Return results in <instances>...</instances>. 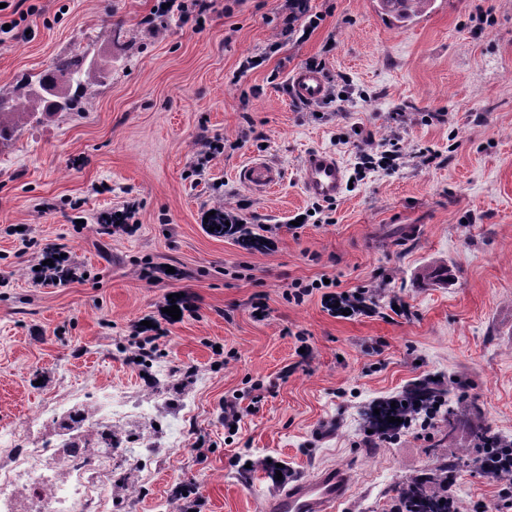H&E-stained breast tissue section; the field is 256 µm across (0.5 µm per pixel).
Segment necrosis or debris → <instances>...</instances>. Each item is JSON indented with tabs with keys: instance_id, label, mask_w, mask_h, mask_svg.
Instances as JSON below:
<instances>
[{
	"instance_id": "4bbe7bcc",
	"label": "necrosis or debris",
	"mask_w": 512,
	"mask_h": 512,
	"mask_svg": "<svg viewBox=\"0 0 512 512\" xmlns=\"http://www.w3.org/2000/svg\"><path fill=\"white\" fill-rule=\"evenodd\" d=\"M130 411L122 396L104 392L93 411L49 405L0 431V512H100L117 481L114 434Z\"/></svg>"
}]
</instances>
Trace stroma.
Masks as SVG:
<instances>
[{"mask_svg":"<svg viewBox=\"0 0 512 512\" xmlns=\"http://www.w3.org/2000/svg\"><path fill=\"white\" fill-rule=\"evenodd\" d=\"M36 3L28 32L0 44V96L77 54L111 68L84 111L31 122L0 149V429L46 404L90 407L100 389L155 407L120 426L127 436L164 440L186 415L179 448L114 485L101 512H264L331 468L352 485L338 512H390L404 482L435 479L443 461L461 512L500 507L512 484L476 473L464 451L480 425L512 441V0H433L403 28L375 0H310L323 20L301 41L282 32L284 0H214L201 27L175 15L145 25L154 0ZM312 57L337 100L300 108L289 80ZM213 137L224 152L208 160ZM369 139L397 140L403 163L361 171ZM312 150L346 170L336 201L302 190ZM255 160L279 170L272 192L239 181ZM131 200L136 232L107 233L98 215ZM240 200L262 249L202 222ZM51 243L82 278L34 283ZM149 263L182 277L144 279ZM440 268L445 280L419 277ZM321 278L374 291L375 313L333 316L318 289L289 300L293 282ZM180 292L193 310L163 320ZM150 317L165 336L133 362L132 327ZM426 379L452 383L469 414L366 442L370 405ZM232 398L245 413L228 429Z\"/></svg>","mask_w":512,"mask_h":512,"instance_id":"stroma-1","label":"stroma"}]
</instances>
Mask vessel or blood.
<instances>
[{"label":"vessel or blood","mask_w":512,"mask_h":512,"mask_svg":"<svg viewBox=\"0 0 512 512\" xmlns=\"http://www.w3.org/2000/svg\"><path fill=\"white\" fill-rule=\"evenodd\" d=\"M290 87L296 98L313 101L323 96L325 81L319 72L300 69L292 75ZM239 179L248 187L267 190L277 185L281 176L275 169L257 163L245 166ZM301 180L306 195L333 201L342 191L345 173L335 156L313 151L303 161ZM349 485L345 473L327 470L317 477L298 481L269 505L267 512H334L336 504L346 498Z\"/></svg>","instance_id":"b4317fda"}]
</instances>
